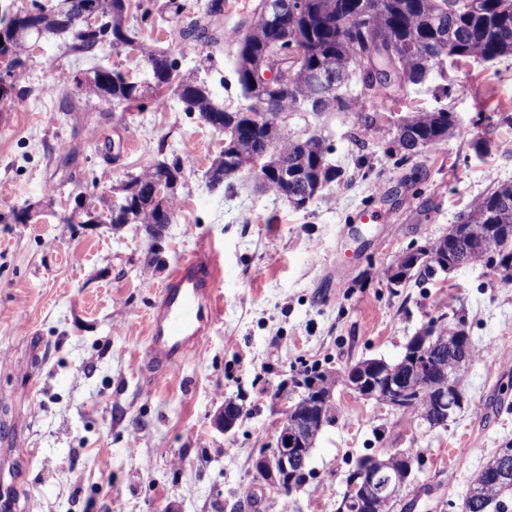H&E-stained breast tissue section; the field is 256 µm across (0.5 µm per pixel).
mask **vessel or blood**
<instances>
[{"label":"vessel or blood","instance_id":"obj_1","mask_svg":"<svg viewBox=\"0 0 512 512\" xmlns=\"http://www.w3.org/2000/svg\"><path fill=\"white\" fill-rule=\"evenodd\" d=\"M222 260L213 248L183 260L160 289L148 315L146 363L156 374L179 368L216 322V286Z\"/></svg>","mask_w":512,"mask_h":512}]
</instances>
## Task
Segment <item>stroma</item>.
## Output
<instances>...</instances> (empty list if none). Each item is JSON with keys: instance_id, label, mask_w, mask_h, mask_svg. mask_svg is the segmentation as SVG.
I'll list each match as a JSON object with an SVG mask.
<instances>
[{"instance_id": "stroma-1", "label": "stroma", "mask_w": 512, "mask_h": 512, "mask_svg": "<svg viewBox=\"0 0 512 512\" xmlns=\"http://www.w3.org/2000/svg\"><path fill=\"white\" fill-rule=\"evenodd\" d=\"M163 2L131 0V47L78 60L64 38L32 42L27 96L0 102V496H14L18 512H231L251 495L258 506L244 512H337L357 459L412 448L421 465L402 493L412 512H460L480 467L512 439V286L481 264L398 286L387 272L446 235L472 199L512 181V56L449 68L455 90L444 103L430 82L367 103L381 117L378 138L355 112L288 113L285 132L322 139L350 178L296 209L247 172L211 187L224 134L177 96L161 109L85 106L87 69L100 63L144 83L150 50L169 52L220 105L245 106L232 54L183 38L187 17ZM144 8L154 25L136 26ZM443 104L458 122L448 141L396 165L388 149L402 120ZM481 138L491 151L479 157ZM174 159L180 205L160 237L108 223L133 174ZM365 209L376 220L361 222ZM205 246L223 256L217 322L179 371L151 376L147 314L177 264ZM454 310L480 355L447 425L426 429L341 384L349 366L397 360ZM312 365L337 380L336 417L305 484L287 496L257 479L254 462L300 394L291 378ZM228 399L244 414L224 433L213 421ZM21 448L34 458H19Z\"/></svg>"}]
</instances>
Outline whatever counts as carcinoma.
I'll return each instance as SVG.
<instances>
[{"instance_id":"carcinoma-1","label":"carcinoma","mask_w":512,"mask_h":512,"mask_svg":"<svg viewBox=\"0 0 512 512\" xmlns=\"http://www.w3.org/2000/svg\"><path fill=\"white\" fill-rule=\"evenodd\" d=\"M85 0H62L57 11L46 9L39 0H32V10L40 12L42 34L61 35L57 25L60 14L78 18ZM128 6L125 0H112V11L103 14L93 27L85 25L72 30V40L66 45L69 52L86 53L97 46L114 48L131 46L134 38L124 25ZM224 13L205 9L191 20L185 36L205 39L210 52L226 48L237 50L241 39L237 28L226 30ZM0 17V38L10 51L12 68L11 89L14 99L24 95L18 88L19 75L25 68L31 37H16L11 28L3 27ZM251 48L248 53L235 55L234 74L242 95L251 100L245 111L251 112L261 100L275 101L278 111L299 112L320 103L321 112H359L364 126L380 134L381 127L374 115L364 113L370 100L385 103L407 92L409 86L424 83L436 72L445 76L444 66L457 53L477 61H492L512 55V0H295L294 8L282 16L278 27L269 29L261 15L255 14L249 30ZM277 40L288 49L303 50L307 64L296 67L285 84L269 86L255 83L250 72L261 59L269 42ZM157 92L154 105L164 100L163 90L177 94L185 110L200 117L215 116L214 122L223 126L224 158L210 169V176L223 173V180H232L231 169L250 161L260 150H266L261 172L267 178L264 190L279 197L295 192H308L314 198L327 186L345 181L344 171L327 162L331 148L317 137L295 140L283 131L276 113L261 115L254 122L238 111H229L214 101L212 93L198 88L178 72L176 61L163 51L147 56ZM103 84L85 88L86 102L102 103V85L111 84L112 70L100 68ZM361 73V90L357 97L341 92L352 74ZM335 82V92L322 98L323 86L318 76ZM147 87L136 81L122 86L112 103L128 107L144 98ZM454 116L446 108L432 112H413L403 123L389 152L404 164L418 156L423 149L443 144L455 129ZM288 172V183L278 173ZM173 177L169 162L160 161L133 176L125 190L136 189L131 197V216L112 217L111 224H138L145 233L156 236L163 229L158 216L159 205L147 190ZM512 183L500 184L491 192L475 198L451 225L448 234L430 243L435 259L412 267L402 254L396 263L405 269L407 278L416 276L431 279L448 274V261L466 258L473 260L481 249V241L492 237V249L499 252L501 262L512 264ZM297 385L317 395L333 392L334 382L313 365L301 373ZM484 471H479L461 503V512H508L512 483L486 492Z\"/></svg>"}]
</instances>
